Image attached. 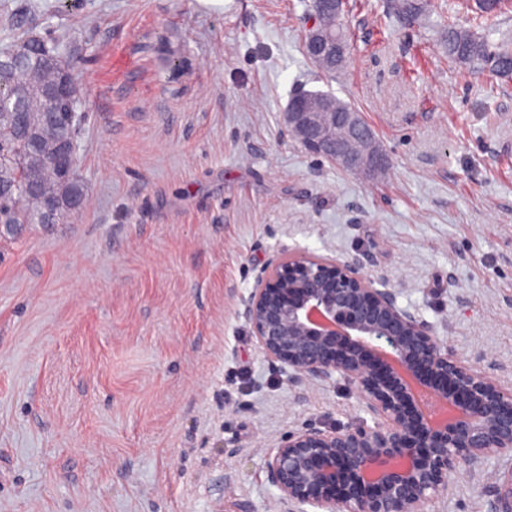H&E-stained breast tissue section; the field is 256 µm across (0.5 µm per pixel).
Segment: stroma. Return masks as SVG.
I'll list each match as a JSON object with an SVG mask.
<instances>
[{
  "label": "stroma",
  "instance_id": "obj_1",
  "mask_svg": "<svg viewBox=\"0 0 512 512\" xmlns=\"http://www.w3.org/2000/svg\"><path fill=\"white\" fill-rule=\"evenodd\" d=\"M70 35L87 204L0 238V512H318L266 477L282 436L369 416L296 384L243 315L281 254L359 258L400 305L512 381V80L433 30L349 0L351 54L305 57L308 0H34ZM357 108L388 159L354 174L283 119L297 89ZM512 459L463 469L433 512H498Z\"/></svg>",
  "mask_w": 512,
  "mask_h": 512
}]
</instances>
